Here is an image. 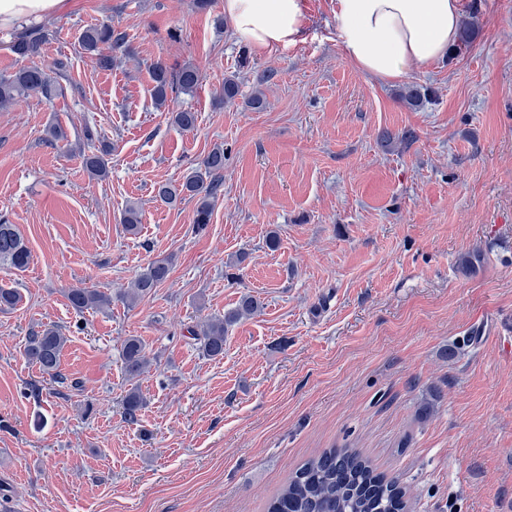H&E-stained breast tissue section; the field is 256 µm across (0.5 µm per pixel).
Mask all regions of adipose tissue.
<instances>
[{
  "label": "adipose tissue",
  "mask_w": 512,
  "mask_h": 512,
  "mask_svg": "<svg viewBox=\"0 0 512 512\" xmlns=\"http://www.w3.org/2000/svg\"><path fill=\"white\" fill-rule=\"evenodd\" d=\"M224 13L257 49L296 43L304 31L301 0H224ZM460 13L459 0H336L347 58L381 80L443 59L458 36Z\"/></svg>",
  "instance_id": "ef3b65f1"
}]
</instances>
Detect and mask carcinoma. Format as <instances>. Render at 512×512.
<instances>
[{
	"mask_svg": "<svg viewBox=\"0 0 512 512\" xmlns=\"http://www.w3.org/2000/svg\"><path fill=\"white\" fill-rule=\"evenodd\" d=\"M50 30L44 23L27 24L13 35L12 51L20 57L35 59L43 53L50 40ZM81 50L91 55L99 68L108 70L117 55L130 54L126 35L110 23H100L85 29L80 35ZM199 69L191 63L169 67L161 61L151 65L152 98L157 108H166L179 93H190L199 84ZM61 86L47 70L32 63L6 75H0V107L12 105L20 99L41 96L54 97ZM173 123L183 131L196 128L197 115L190 110L172 112ZM110 146L103 145L90 154L82 155L88 176L101 180L108 176ZM224 170V149L215 148L197 169L186 176L181 186L168 182L156 184L155 196L171 203L182 194L196 200L193 223L202 228L211 222L214 203L223 183L217 175ZM31 252L15 224L0 223V265L22 270L29 264ZM170 274L167 258L150 261L134 278L131 288L121 300L134 306L154 294ZM69 306L77 313L101 311L112 306V295L96 288L75 287L65 292ZM21 295L14 288H0V311L14 309ZM261 302L251 294H244L235 308L222 316H212L191 331L201 341L205 356L216 359L224 355V336L229 327L255 315ZM67 336L56 327H46L31 333L25 343L26 361L38 367L40 373L53 383L63 384L66 377L60 370L61 355ZM124 371L129 379L141 377L151 365L146 345L131 336L122 345ZM145 402L139 389L131 388L123 402L126 422H139V412ZM406 490L394 478L377 471L372 462L350 448H327L306 460L288 479V482L267 503L266 512H405Z\"/></svg>",
	"mask_w": 512,
	"mask_h": 512,
	"instance_id": "obj_1",
	"label": "carcinoma"
}]
</instances>
